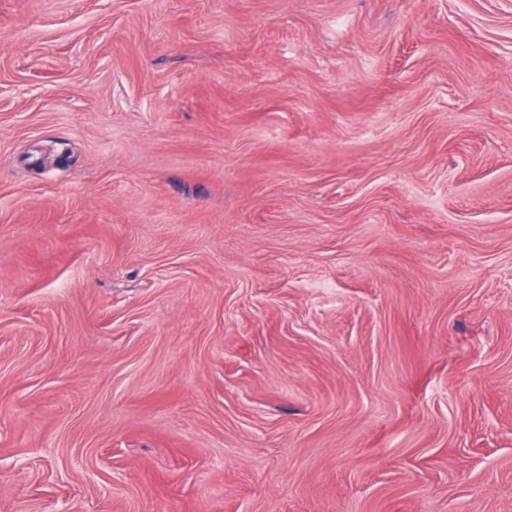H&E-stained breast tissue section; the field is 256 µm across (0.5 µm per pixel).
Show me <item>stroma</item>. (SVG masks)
Listing matches in <instances>:
<instances>
[{
    "label": "stroma",
    "mask_w": 512,
    "mask_h": 512,
    "mask_svg": "<svg viewBox=\"0 0 512 512\" xmlns=\"http://www.w3.org/2000/svg\"><path fill=\"white\" fill-rule=\"evenodd\" d=\"M0 512H512V0H0Z\"/></svg>",
    "instance_id": "35a3bbf8"
}]
</instances>
